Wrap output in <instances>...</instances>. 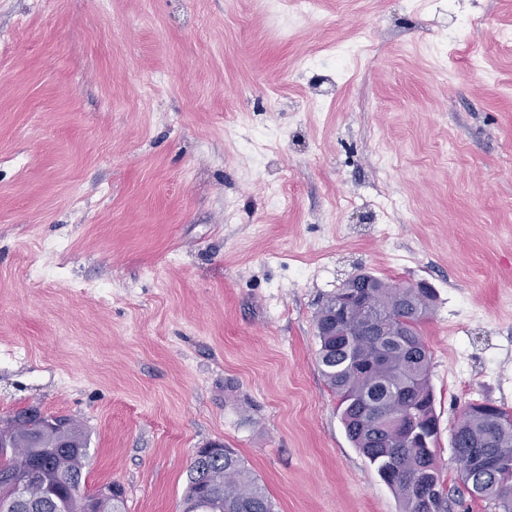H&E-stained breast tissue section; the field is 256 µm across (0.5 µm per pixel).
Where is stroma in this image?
Instances as JSON below:
<instances>
[{"label":"stroma","mask_w":512,"mask_h":512,"mask_svg":"<svg viewBox=\"0 0 512 512\" xmlns=\"http://www.w3.org/2000/svg\"><path fill=\"white\" fill-rule=\"evenodd\" d=\"M509 31L512 0H0V419L81 422L86 488L126 512H180L214 442L275 512H400L317 365L316 312L364 269L433 289L451 512H495L450 431L512 410Z\"/></svg>","instance_id":"1"}]
</instances>
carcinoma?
Returning <instances> with one entry per match:
<instances>
[{"label": "carcinoma", "instance_id": "carcinoma-1", "mask_svg": "<svg viewBox=\"0 0 512 512\" xmlns=\"http://www.w3.org/2000/svg\"><path fill=\"white\" fill-rule=\"evenodd\" d=\"M369 307L384 318L389 335H375L363 312L335 317L354 281L336 289L316 315L318 364L338 399L353 446L375 467L402 502V512H448V488L437 462V418L430 384L431 355L420 334L431 292L377 276ZM405 414L410 423L393 425ZM56 428L22 411L0 422V475L27 479L23 500L0 512H78L88 457L82 424L66 416ZM460 479L470 495L498 512H512V411L488 400L470 403L451 431ZM183 504L203 512H274L266 489L231 448L188 471ZM93 512H124L123 496L90 501Z\"/></svg>", "mask_w": 512, "mask_h": 512}]
</instances>
